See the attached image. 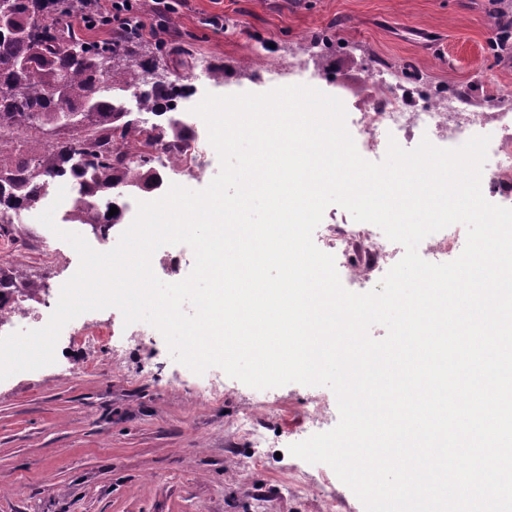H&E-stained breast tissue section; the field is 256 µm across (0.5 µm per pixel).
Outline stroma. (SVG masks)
<instances>
[{"instance_id": "stroma-1", "label": "stroma", "mask_w": 512, "mask_h": 512, "mask_svg": "<svg viewBox=\"0 0 512 512\" xmlns=\"http://www.w3.org/2000/svg\"><path fill=\"white\" fill-rule=\"evenodd\" d=\"M159 20L141 0L146 24L165 22L172 44L198 62L224 65L223 82L204 80L196 67L173 78L195 84L180 101L187 113L205 93H263L271 83L251 81L240 69L253 38L268 43L266 63L298 64L300 39L335 32L349 45L324 59L334 82L323 92L354 104L366 55L415 60L424 79L466 84L475 97L512 88V57L488 52L494 21L488 0H172ZM37 210L22 212L0 232V269L16 271L59 294L79 266L76 251L56 241L47 260L41 241L51 232ZM87 323L109 321L111 334L93 347L84 325H65L54 364L24 371L0 384V512H364L356 495L325 464L290 454L308 438L312 395L333 398L326 386L290 383L259 390L212 367L195 374L176 362L163 335L130 336L118 309L93 311ZM82 365L79 376L67 368ZM223 381V390L197 398L195 387ZM263 420L266 448L257 450L231 425L244 411ZM304 492H288L295 472Z\"/></svg>"}]
</instances>
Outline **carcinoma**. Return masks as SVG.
I'll list each match as a JSON object with an SVG mask.
<instances>
[{
	"mask_svg": "<svg viewBox=\"0 0 512 512\" xmlns=\"http://www.w3.org/2000/svg\"><path fill=\"white\" fill-rule=\"evenodd\" d=\"M64 0H0V230L36 207L48 181H76L73 221L106 231L119 215L110 208L125 191L163 185L152 151L166 145L185 159L183 124L167 116L186 96L169 79L171 53L146 40L137 18L116 38L89 41L65 31ZM495 57L512 49V18L501 13ZM156 117L128 114L122 97ZM112 195L104 207L95 200Z\"/></svg>",
	"mask_w": 512,
	"mask_h": 512,
	"instance_id": "carcinoma-1",
	"label": "carcinoma"
}]
</instances>
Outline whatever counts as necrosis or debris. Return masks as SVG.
Segmentation results:
<instances>
[{"instance_id":"4bbe7bcc","label":"necrosis or debris","mask_w":512,"mask_h":512,"mask_svg":"<svg viewBox=\"0 0 512 512\" xmlns=\"http://www.w3.org/2000/svg\"><path fill=\"white\" fill-rule=\"evenodd\" d=\"M404 69L401 62L385 64L372 58L366 63L352 120L364 151L386 149L385 138L389 135L400 143L426 138L442 148L459 147L476 135L489 136L488 150L494 164L484 167L481 185L511 206L512 110L487 112L472 107L461 94L443 93L432 85L407 81ZM324 246L340 251L348 269L367 285L393 256L390 241L366 224L329 226ZM49 304L45 291L15 289L8 303L0 308V331L19 323L40 322L41 310Z\"/></svg>"}]
</instances>
